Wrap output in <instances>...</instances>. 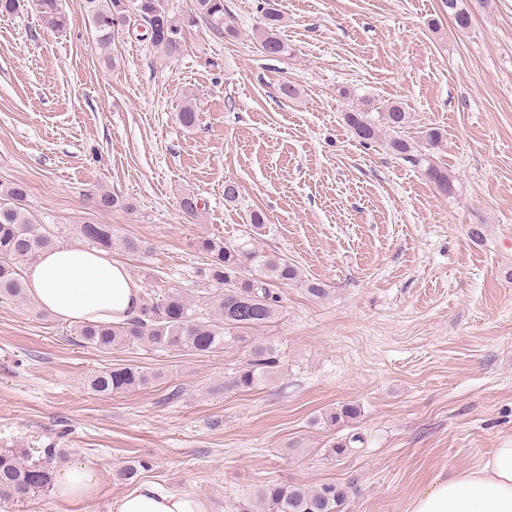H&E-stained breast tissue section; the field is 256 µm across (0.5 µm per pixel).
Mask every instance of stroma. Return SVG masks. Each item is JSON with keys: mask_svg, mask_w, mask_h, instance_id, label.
<instances>
[{"mask_svg": "<svg viewBox=\"0 0 512 512\" xmlns=\"http://www.w3.org/2000/svg\"><path fill=\"white\" fill-rule=\"evenodd\" d=\"M462 3L465 28L442 0H279L291 49L280 60L256 40L262 0H225L238 37L197 22L170 60L125 29L104 62L83 0H60L61 32L42 27L36 0L0 15V183L27 187L33 222L58 245L81 244L79 225H111L145 247L111 253L141 288L177 285L202 264L199 238L242 241L259 210V248L328 290L283 287L278 319L253 334L283 370L248 392L220 387L248 348L98 351L0 298V448L52 444L54 467L78 461L99 478L94 497L49 490L0 512H110L131 460L148 464L140 481L211 512L269 483L329 482L348 487L344 512H411L431 483L512 443V0ZM284 82L299 96L282 98ZM365 99L410 112L407 139L448 171L452 195L385 140L360 143L344 117ZM188 102L192 129L177 119ZM104 191L126 208L98 210ZM189 195L203 203L193 217ZM123 364L159 378L109 398L88 390L90 373ZM176 386L181 399L166 402ZM345 403L356 419L314 426ZM355 433L351 452L328 455Z\"/></svg>", "mask_w": 512, "mask_h": 512, "instance_id": "stroma-1", "label": "stroma"}]
</instances>
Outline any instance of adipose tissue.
Returning a JSON list of instances; mask_svg holds the SVG:
<instances>
[{
    "mask_svg": "<svg viewBox=\"0 0 512 512\" xmlns=\"http://www.w3.org/2000/svg\"><path fill=\"white\" fill-rule=\"evenodd\" d=\"M27 295L62 322L118 323L136 315L141 288L126 267L104 252L60 246L44 252L23 273ZM98 475L73 462L59 468L54 495L61 501L93 496ZM112 512H208L201 497L144 482L113 500ZM412 512H512V446L494 449L475 467L433 483Z\"/></svg>",
    "mask_w": 512,
    "mask_h": 512,
    "instance_id": "obj_1",
    "label": "adipose tissue"
}]
</instances>
